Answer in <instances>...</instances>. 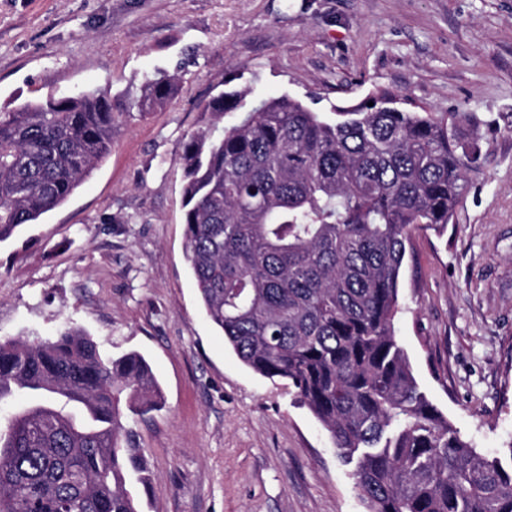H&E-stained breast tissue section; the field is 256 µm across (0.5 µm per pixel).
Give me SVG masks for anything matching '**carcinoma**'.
<instances>
[{
	"mask_svg": "<svg viewBox=\"0 0 512 512\" xmlns=\"http://www.w3.org/2000/svg\"><path fill=\"white\" fill-rule=\"evenodd\" d=\"M183 87L157 70L135 95L94 89L0 111V243L62 205L121 119L168 110ZM251 88L199 105L184 144L186 260L204 311L255 373L288 382L354 464L368 512H512V447L488 457L419 390L394 334L412 230L443 232L481 148L464 115L378 93L330 122ZM237 112L218 128L215 117ZM0 512H141L149 467L135 414L163 397L137 352L103 355L65 325L0 338Z\"/></svg>",
	"mask_w": 512,
	"mask_h": 512,
	"instance_id": "carcinoma-1",
	"label": "carcinoma"
}]
</instances>
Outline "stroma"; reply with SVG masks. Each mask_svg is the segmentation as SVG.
Listing matches in <instances>:
<instances>
[{"mask_svg":"<svg viewBox=\"0 0 512 512\" xmlns=\"http://www.w3.org/2000/svg\"><path fill=\"white\" fill-rule=\"evenodd\" d=\"M186 84L117 130L61 206L0 244V337L84 328L164 395L123 423L143 512H366L319 422L207 320L184 258L183 146L201 102L251 83L331 116L388 91L476 118L482 160L443 233L415 231L395 333L430 402L482 453L512 445V0H0V108Z\"/></svg>","mask_w":512,"mask_h":512,"instance_id":"obj_1","label":"stroma"}]
</instances>
